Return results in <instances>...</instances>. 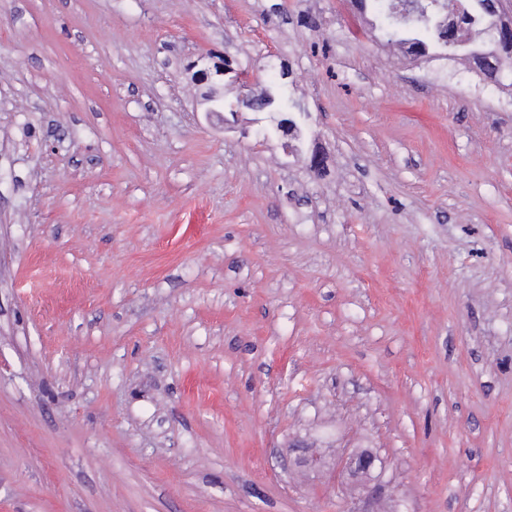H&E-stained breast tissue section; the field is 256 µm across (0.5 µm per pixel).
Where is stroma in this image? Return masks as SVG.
<instances>
[{
    "mask_svg": "<svg viewBox=\"0 0 512 512\" xmlns=\"http://www.w3.org/2000/svg\"><path fill=\"white\" fill-rule=\"evenodd\" d=\"M376 18L0 0V512H512V111ZM270 96L273 97V106L278 105L282 111L289 112L290 109L296 108L298 103L297 101L293 100L292 94L288 90V87L284 85H277L273 89H267L262 95L252 96L253 100L255 101L256 109L264 110L265 99ZM378 461V457L369 450H363L357 454L343 457L338 463L341 472H350L352 475L370 474Z\"/></svg>",
    "mask_w": 512,
    "mask_h": 512,
    "instance_id": "obj_1",
    "label": "stroma"
}]
</instances>
